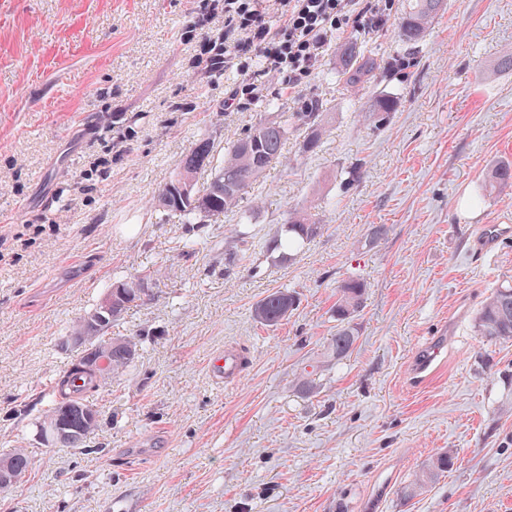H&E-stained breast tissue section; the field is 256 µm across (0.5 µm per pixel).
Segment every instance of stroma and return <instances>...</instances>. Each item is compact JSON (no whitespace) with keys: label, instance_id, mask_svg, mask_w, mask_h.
Segmentation results:
<instances>
[{"label":"stroma","instance_id":"1","mask_svg":"<svg viewBox=\"0 0 512 512\" xmlns=\"http://www.w3.org/2000/svg\"><path fill=\"white\" fill-rule=\"evenodd\" d=\"M205 2L0 0V453L31 457L0 512H512V341L475 327L512 283V236L477 243L481 225H512V186L491 185L512 165L499 65L512 0H447L405 77L386 69L394 27L332 35L300 99L270 75L225 114L235 71L189 68L182 37ZM352 42L384 66L356 94L338 75ZM383 95L394 110L376 129L365 115ZM305 99L323 136L310 148L291 132L287 163L237 211L189 224L156 207L198 139L223 157ZM314 206L320 235L295 256L274 248L289 212ZM155 269L149 299L108 331L139 347L95 397L99 429L79 448L47 444L52 386L79 353L72 323ZM356 278L364 304L339 360L333 309ZM279 289L299 305L264 326L254 307ZM434 336L443 362L413 381ZM228 347L244 361L229 385L210 366ZM440 453L453 466L409 493Z\"/></svg>","mask_w":512,"mask_h":512}]
</instances>
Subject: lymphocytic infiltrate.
Wrapping results in <instances>:
<instances>
[{
  "mask_svg": "<svg viewBox=\"0 0 512 512\" xmlns=\"http://www.w3.org/2000/svg\"><path fill=\"white\" fill-rule=\"evenodd\" d=\"M222 9L224 30L202 38L194 65L235 70L237 81L224 94L228 112L259 98L271 74L280 79L279 95L299 97L333 33L347 26L370 32L389 19L387 0H224Z\"/></svg>",
  "mask_w": 512,
  "mask_h": 512,
  "instance_id": "obj_1",
  "label": "lymphocytic infiltrate"
}]
</instances>
